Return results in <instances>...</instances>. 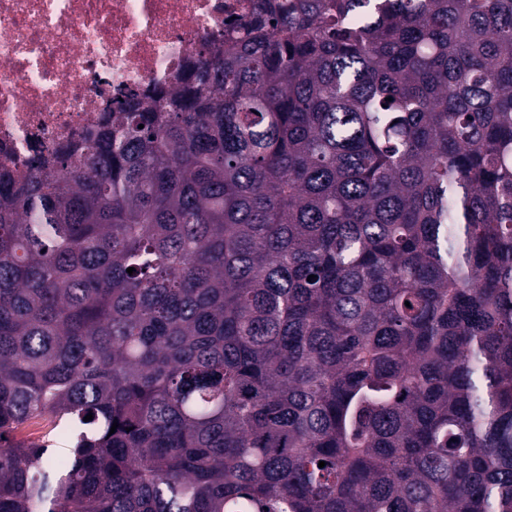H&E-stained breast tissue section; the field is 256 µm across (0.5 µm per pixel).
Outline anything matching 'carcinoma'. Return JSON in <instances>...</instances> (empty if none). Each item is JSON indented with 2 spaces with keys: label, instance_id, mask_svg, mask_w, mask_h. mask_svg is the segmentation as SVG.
<instances>
[{
  "label": "carcinoma",
  "instance_id": "cac0c4a2",
  "mask_svg": "<svg viewBox=\"0 0 512 512\" xmlns=\"http://www.w3.org/2000/svg\"><path fill=\"white\" fill-rule=\"evenodd\" d=\"M57 164L0 174V512H512V0H260ZM30 422L26 425L21 432L18 433V438L30 439L37 441L41 445H48V450L44 455L47 461L53 462L57 457H67L71 451V443L63 436H58L54 432H50L49 423L45 421H38L41 423V433L39 436H30Z\"/></svg>",
  "mask_w": 512,
  "mask_h": 512
}]
</instances>
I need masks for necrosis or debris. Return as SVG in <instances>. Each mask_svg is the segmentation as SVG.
Returning a JSON list of instances; mask_svg holds the SVG:
<instances>
[{"mask_svg": "<svg viewBox=\"0 0 512 512\" xmlns=\"http://www.w3.org/2000/svg\"><path fill=\"white\" fill-rule=\"evenodd\" d=\"M252 0H0V171L53 160L113 100L177 83Z\"/></svg>", "mask_w": 512, "mask_h": 512, "instance_id": "1", "label": "necrosis or debris"}]
</instances>
